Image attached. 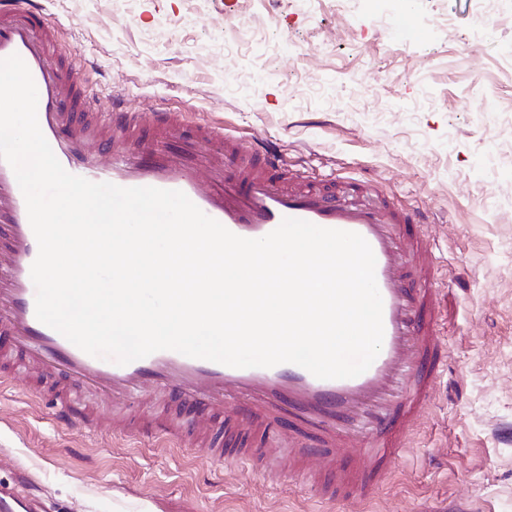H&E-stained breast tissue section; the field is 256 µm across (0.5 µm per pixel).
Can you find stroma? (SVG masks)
I'll list each match as a JSON object with an SVG mask.
<instances>
[{"instance_id": "stroma-1", "label": "stroma", "mask_w": 512, "mask_h": 512, "mask_svg": "<svg viewBox=\"0 0 512 512\" xmlns=\"http://www.w3.org/2000/svg\"><path fill=\"white\" fill-rule=\"evenodd\" d=\"M62 54L102 106L187 113L277 142L310 180H361L420 215L443 277L446 360L384 485L319 501L205 448L130 440L91 395L65 429L51 398L0 382V484L48 512H512V0H412L420 37L362 0H46Z\"/></svg>"}]
</instances>
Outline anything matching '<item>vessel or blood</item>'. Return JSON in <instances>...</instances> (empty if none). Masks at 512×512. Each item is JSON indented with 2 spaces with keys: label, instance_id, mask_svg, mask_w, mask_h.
Returning a JSON list of instances; mask_svg holds the SVG:
<instances>
[{
  "label": "vessel or blood",
  "instance_id": "obj_1",
  "mask_svg": "<svg viewBox=\"0 0 512 512\" xmlns=\"http://www.w3.org/2000/svg\"><path fill=\"white\" fill-rule=\"evenodd\" d=\"M55 29L39 0H0V59L16 54L29 68L40 129L67 172L125 188L181 191L244 238L264 237L286 218L360 234L376 259L383 344L364 373L334 380L292 363L234 368L172 350L125 365L93 357L36 317L31 267L38 244L14 171L0 160V325L13 339L11 347L0 348V358L18 359L21 367L65 384L60 424L83 417L84 389L110 398L116 409L152 392L172 395L184 407L209 410V417L183 429L152 410L128 416L114 432L180 447L201 442L217 459H261L270 471L278 469V446L285 443L289 470L317 497L368 498L404 449L446 355L436 273L419 262L425 241L408 229L415 216L390 207L363 182L339 189L285 180L288 162L273 146L247 147L213 125H188L186 113L136 111L118 98L102 111L78 66L58 50ZM177 132L182 145L175 151L165 141ZM290 409L319 427L322 446L337 449V457L321 464L318 450L286 440L282 415ZM228 420L260 427L272 447L226 451Z\"/></svg>",
  "mask_w": 512,
  "mask_h": 512
}]
</instances>
